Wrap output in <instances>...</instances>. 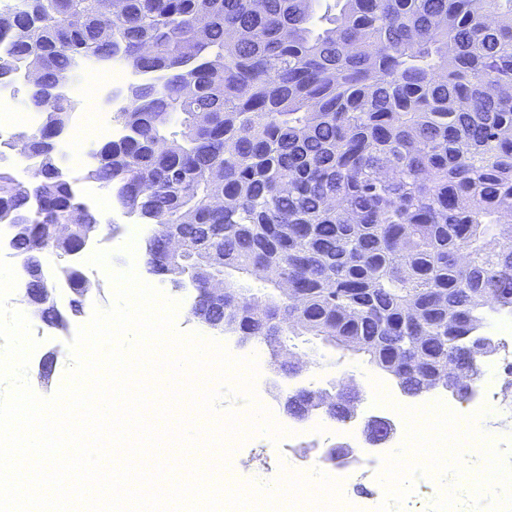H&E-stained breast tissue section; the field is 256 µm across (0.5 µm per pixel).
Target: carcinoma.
<instances>
[{
  "label": "carcinoma",
  "instance_id": "cac0c4a2",
  "mask_svg": "<svg viewBox=\"0 0 512 512\" xmlns=\"http://www.w3.org/2000/svg\"><path fill=\"white\" fill-rule=\"evenodd\" d=\"M17 0L0 11V78L65 87L76 59L140 74L113 121L126 135L84 177L151 228L155 275L232 289L211 323L242 311L272 349L310 336L356 352L414 397L494 350L488 317L512 316V0ZM112 29V41L101 39ZM149 43L153 52L143 55ZM42 122L16 140L41 171L0 168V224L27 288L59 260L73 291L95 211L57 164L72 104L28 93ZM214 197L223 207L211 205ZM176 226L186 250L165 260ZM212 241L214 252L200 244ZM264 270L263 287L241 281ZM288 278L297 298L283 300Z\"/></svg>",
  "mask_w": 512,
  "mask_h": 512
}]
</instances>
